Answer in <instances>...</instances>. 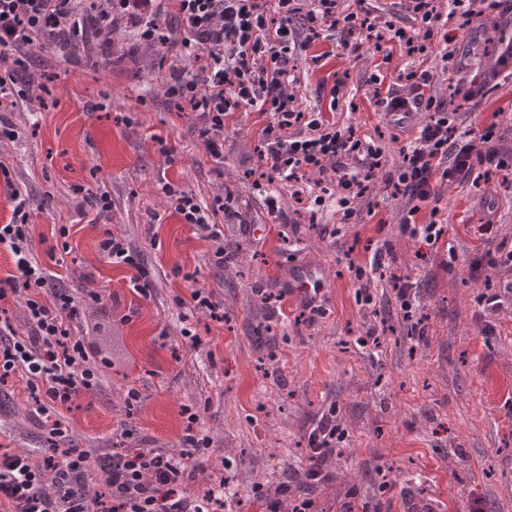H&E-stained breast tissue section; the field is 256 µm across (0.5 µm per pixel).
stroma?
I'll return each instance as SVG.
<instances>
[{
  "label": "stroma",
  "mask_w": 512,
  "mask_h": 512,
  "mask_svg": "<svg viewBox=\"0 0 512 512\" xmlns=\"http://www.w3.org/2000/svg\"><path fill=\"white\" fill-rule=\"evenodd\" d=\"M503 34L512 35V23L495 15L467 28L432 95L448 99L453 85L480 78ZM138 43L137 30L124 24L112 44L115 64L100 63L95 44L69 59L46 53L34 66L53 76L51 94L34 87L25 101L0 97V118L19 131L0 141V162L10 170L9 182L0 181V224L12 216L11 183L28 201L40 238L34 252L47 272L73 293L103 295L101 331L80 321L73 336L88 347L115 339L122 346L97 389L57 407L65 435L55 443L95 456L139 448L181 455L190 450L182 409L194 406L212 443L185 494L220 474L230 492L222 512H265L275 487L307 469L308 436L332 414L342 438L325 464L328 488L311 491L319 512H340L346 503L354 512H512V271L481 265L479 252L512 240V180L444 189L445 249L402 236L404 202L381 182L371 210L355 223H341L334 205L298 203L287 192L283 205L300 210V219L271 223L250 176L259 164L253 115H239L225 130L224 160L215 163L197 138L190 105L168 100L127 60ZM412 64L400 55L384 63L374 51L353 61L297 59L303 106L335 110L338 123L396 158L390 119L367 97L373 76L390 83ZM328 76L337 94L319 92ZM163 143L175 148L174 158L160 153ZM166 183L204 202L233 190L253 216L247 229L224 223L220 245L231 254L224 266L213 262L220 245L169 209L160 192ZM75 184L110 197L101 220L139 254L147 295L131 290L133 269L98 253L96 211L72 193ZM57 224L68 226L71 250L51 256ZM379 248L416 282L424 338L402 321L387 282L372 280V305L359 302L353 268ZM302 266L323 282L324 313L310 320L298 319V298L275 299ZM197 286L223 301V322L204 313L181 321L174 299ZM494 293L504 302L496 313L485 308ZM268 325L274 338L263 333ZM186 327L198 346L183 336ZM370 330L380 346H359ZM131 388L140 399L130 406ZM33 408L25 379H10L0 391V448L46 452L53 442Z\"/></svg>",
  "instance_id": "1"
}]
</instances>
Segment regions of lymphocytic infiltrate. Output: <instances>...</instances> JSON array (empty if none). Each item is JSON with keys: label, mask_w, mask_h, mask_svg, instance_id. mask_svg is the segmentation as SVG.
Returning <instances> with one entry per match:
<instances>
[{"label": "lymphocytic infiltrate", "mask_w": 512, "mask_h": 512, "mask_svg": "<svg viewBox=\"0 0 512 512\" xmlns=\"http://www.w3.org/2000/svg\"><path fill=\"white\" fill-rule=\"evenodd\" d=\"M439 4L403 0L404 10L421 18L423 27L416 31L380 21L365 0H355L347 9L341 0H0V94H12L20 86L25 54L61 32L90 27L100 35L126 21L142 43L170 59L159 87L165 97L190 104L211 157L223 159L224 130L238 113H256V186L273 222L291 221L281 203L280 184H287L295 198L313 194L318 204L327 193H335L341 221L347 224L380 176L407 200L401 234L434 249L447 235L446 224L438 218L442 186H476L494 175L512 176V144L498 122L466 129L460 114L461 104L481 106L499 77L512 69V38H499L495 59L481 80L457 85L445 101L430 92L439 66L403 69L396 89L384 88L382 79H375V103L391 116L393 139L401 144L392 166L383 150L354 127L338 129L329 113L302 109L299 81L288 68V56L333 39L347 58L359 56L367 46L382 51L389 43L406 56H427L444 14ZM161 191L182 223L212 240L223 237L217 215L249 222L233 208L232 194L205 203L169 184ZM12 200L11 219L0 224V245L9 248L15 271L0 278V301L20 299L29 331L24 336L12 330L0 334V385L18 374L25 377L47 427L57 435L60 423L50 419V405H67L98 387L102 368L110 363L87 352L70 332L71 323L102 297L50 288L46 270L32 253L27 200L17 191ZM338 435L330 419L310 434L308 485L329 482L322 463L333 454ZM189 441L196 454L188 459L157 448L113 454L103 500L80 491L96 474L86 451L68 448L50 454L41 467L25 454L2 451L0 512H215L223 502V485H210L191 497L183 493L202 464L198 451L211 445L199 433Z\"/></svg>", "instance_id": "lymphocytic-infiltrate-1"}]
</instances>
